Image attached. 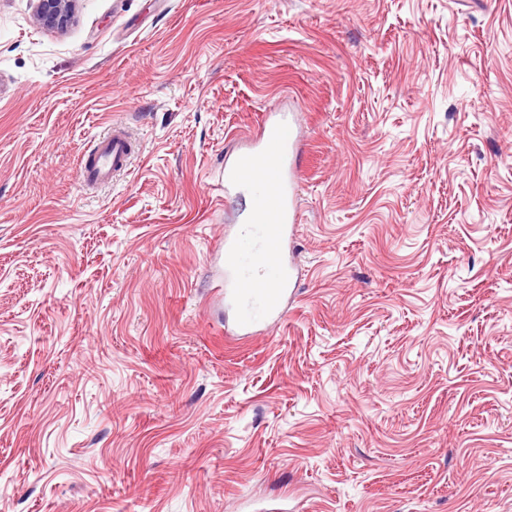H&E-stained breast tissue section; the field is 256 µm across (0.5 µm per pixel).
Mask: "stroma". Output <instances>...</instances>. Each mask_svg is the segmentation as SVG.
Listing matches in <instances>:
<instances>
[{
  "instance_id": "stroma-1",
  "label": "stroma",
  "mask_w": 512,
  "mask_h": 512,
  "mask_svg": "<svg viewBox=\"0 0 512 512\" xmlns=\"http://www.w3.org/2000/svg\"><path fill=\"white\" fill-rule=\"evenodd\" d=\"M34 10L0 0V512H512V0ZM273 109L297 296L228 341L217 184ZM74 2V0H36V21L49 29L64 30L73 21ZM131 143L123 128L113 123L112 128L91 142L89 151L79 164V180L83 187L107 185L128 165Z\"/></svg>"
}]
</instances>
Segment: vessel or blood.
<instances>
[{"label":"vessel or blood","mask_w":512,"mask_h":512,"mask_svg":"<svg viewBox=\"0 0 512 512\" xmlns=\"http://www.w3.org/2000/svg\"><path fill=\"white\" fill-rule=\"evenodd\" d=\"M255 145L224 167V192H246L251 198L248 222L224 239V297L235 317L224 333L250 330L257 312L281 322L285 305L294 300L293 265L279 250L299 222L300 181L293 158L302 146L298 118L266 112ZM131 143L121 125L94 139L79 164V180L88 188L111 183L128 165Z\"/></svg>","instance_id":"obj_1"}]
</instances>
